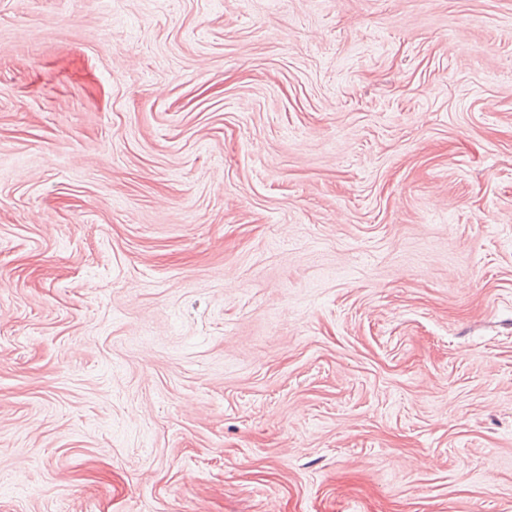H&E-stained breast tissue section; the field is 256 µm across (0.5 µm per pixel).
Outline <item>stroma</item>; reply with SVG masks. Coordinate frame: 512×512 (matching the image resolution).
<instances>
[{
	"label": "stroma",
	"instance_id": "35a3bbf8",
	"mask_svg": "<svg viewBox=\"0 0 512 512\" xmlns=\"http://www.w3.org/2000/svg\"><path fill=\"white\" fill-rule=\"evenodd\" d=\"M0 512H512V0H0Z\"/></svg>",
	"mask_w": 512,
	"mask_h": 512
}]
</instances>
